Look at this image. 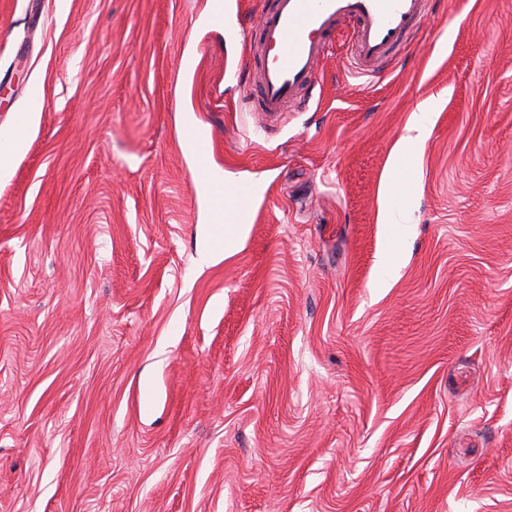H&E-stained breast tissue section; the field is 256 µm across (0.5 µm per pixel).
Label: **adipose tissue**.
<instances>
[{"instance_id": "adipose-tissue-1", "label": "adipose tissue", "mask_w": 512, "mask_h": 512, "mask_svg": "<svg viewBox=\"0 0 512 512\" xmlns=\"http://www.w3.org/2000/svg\"><path fill=\"white\" fill-rule=\"evenodd\" d=\"M40 108V100H33L28 112L22 113L13 126L0 128L1 179L9 176L14 160L25 150L29 132L37 121ZM429 119L430 112L425 108L413 114L411 127L414 134L396 144L380 186V217L387 226L388 237V247L381 267L388 277L395 272V256L407 232L406 225L400 224L396 215L406 210L412 200L418 151L424 141ZM213 193L223 198L224 205L211 210L210 224L199 252V259L204 264L219 256L229 257L240 250L247 236V225L232 221L231 215L237 209L252 206L259 189L251 187L248 197L242 199L227 193L225 184L221 183L214 187Z\"/></svg>"}]
</instances>
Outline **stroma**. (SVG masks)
Returning a JSON list of instances; mask_svg holds the SVG:
<instances>
[{"mask_svg": "<svg viewBox=\"0 0 512 512\" xmlns=\"http://www.w3.org/2000/svg\"><path fill=\"white\" fill-rule=\"evenodd\" d=\"M0 0V512H512V0H439L379 78L348 26L265 127L263 0ZM435 107L389 287L379 188ZM213 167L259 182L199 262ZM40 108V97L35 94L28 112L22 113L13 126L0 128L1 180L9 176L14 160L25 150L29 132L37 121Z\"/></svg>", "mask_w": 512, "mask_h": 512, "instance_id": "1", "label": "stroma"}]
</instances>
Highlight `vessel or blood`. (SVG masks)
Listing matches in <instances>:
<instances>
[{"label": "vessel or blood", "mask_w": 512, "mask_h": 512, "mask_svg": "<svg viewBox=\"0 0 512 512\" xmlns=\"http://www.w3.org/2000/svg\"><path fill=\"white\" fill-rule=\"evenodd\" d=\"M432 14V0H273L257 27L244 33L245 97L266 114L310 99L319 63L344 23L352 26V71L379 76Z\"/></svg>", "instance_id": "obj_1"}]
</instances>
